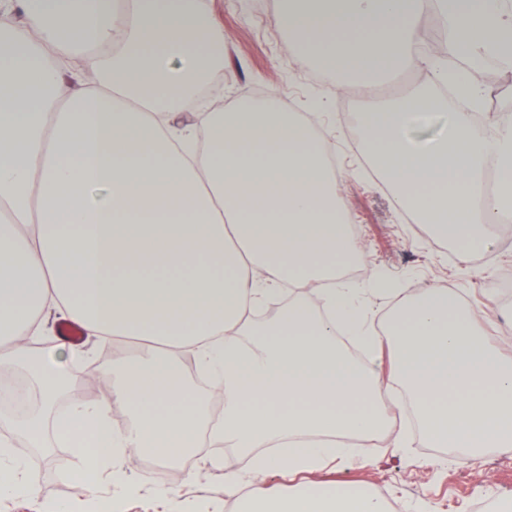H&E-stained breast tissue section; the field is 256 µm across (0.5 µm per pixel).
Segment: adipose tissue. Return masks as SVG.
<instances>
[{
  "instance_id": "adipose-tissue-1",
  "label": "adipose tissue",
  "mask_w": 512,
  "mask_h": 512,
  "mask_svg": "<svg viewBox=\"0 0 512 512\" xmlns=\"http://www.w3.org/2000/svg\"><path fill=\"white\" fill-rule=\"evenodd\" d=\"M430 16L447 60L422 48ZM279 18L298 60L357 74L361 139L398 207L466 248L512 218V126L488 136L435 91L449 84L481 104L483 89L447 61L512 62V0H280ZM227 66L224 28L201 0L0 5V366L23 367L42 399L21 417L0 412V496L33 490L11 448L45 447L49 430L84 451L77 485L106 470L129 494L118 462L145 448L162 464L195 448L277 449L249 474H225L237 512H390L365 485L272 495L264 477L376 464L391 431L405 446L512 451V359L483 337L479 314L440 287L399 289L382 318L359 305L336 277L353 249L327 141L280 91L199 105ZM414 68L430 81L379 94L388 71ZM183 112L191 123H176ZM433 112L441 133L415 138ZM312 283L318 314L300 297ZM284 288L287 309L255 321ZM51 321L112 343L106 393L62 415L46 409L84 352L49 337ZM340 330L371 353L389 346V375L354 360ZM184 353L209 393L182 378ZM398 390L419 435L392 415ZM116 404L132 425L113 428Z\"/></svg>"
}]
</instances>
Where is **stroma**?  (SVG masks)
<instances>
[{
    "instance_id": "stroma-1",
    "label": "stroma",
    "mask_w": 512,
    "mask_h": 512,
    "mask_svg": "<svg viewBox=\"0 0 512 512\" xmlns=\"http://www.w3.org/2000/svg\"><path fill=\"white\" fill-rule=\"evenodd\" d=\"M257 0H203L224 25V48L233 62L220 79L224 102L243 95L279 90L294 111L309 114L329 142L336 166L344 175L337 192L348 208L352 245L360 252L362 272L351 278L361 301L377 311L393 304L394 289L406 286L413 295L431 287L448 289L470 309L481 311V328L488 339L512 354V334L502 333L512 315V246L506 234H492L484 246L461 257L459 248L434 238L428 226L406 222L388 189L365 177L360 169L361 143L353 115L359 106L358 79L344 66L317 63L322 82H312L308 68L293 60L288 36L276 14L257 15ZM387 433L377 451L379 462L362 467L339 462L314 473L322 483L357 482L370 485L393 505V512H473L475 501L512 500V452L482 453L476 460L435 449L394 447ZM243 458L231 448H197L178 464L166 467L165 484L147 478L152 465L143 456H125L122 470L139 490L121 496L111 483L80 489L72 481L83 460L64 440L51 438L47 451L29 452L34 494L0 497V512H227L224 474L240 468Z\"/></svg>"
}]
</instances>
